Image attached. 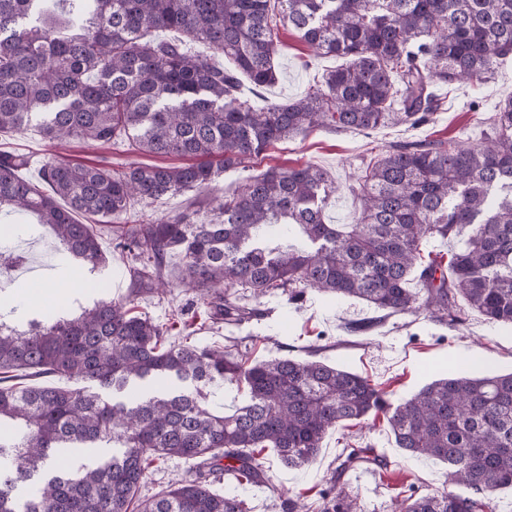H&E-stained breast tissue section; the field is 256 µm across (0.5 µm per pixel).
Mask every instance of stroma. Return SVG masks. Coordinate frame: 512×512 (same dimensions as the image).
I'll return each mask as SVG.
<instances>
[{"mask_svg":"<svg viewBox=\"0 0 512 512\" xmlns=\"http://www.w3.org/2000/svg\"><path fill=\"white\" fill-rule=\"evenodd\" d=\"M278 54L275 63L281 72L278 83L253 96L250 82H243L244 96L255 104L302 97L323 81L324 75L340 64L339 58L319 56L288 27L275 29ZM512 96V58L506 59L490 82L480 86L462 85L447 95L440 112L428 124L411 128L388 125L369 133L338 132L318 128L280 142L251 160L242 170L221 173L210 190H189L163 199L139 204L147 219L162 218L194 207L192 221L209 218L212 200L237 193L247 176L272 166H313L328 173L336 184L325 211L329 224L352 223L361 202L351 187L363 176L374 158L390 146L424 139H456L480 142L486 129L484 120L496 106ZM0 152L22 155L29 164L22 175L37 181L38 171L48 159L87 165H118L137 162L146 165H181V158L135 151L130 143L96 145L72 140L51 143L37 124L0 134ZM13 226L14 233L0 237V247L35 259L43 286L34 293L32 278L14 276L0 285V299L25 315L30 307L54 310L65 316L77 305H91L93 296L80 293L82 281L95 278L105 285L108 297L127 302L134 309L165 327L181 329L185 319H194L193 341L199 346L243 352L253 360L288 358L319 360L340 369L368 377L386 391L391 400L406 399L425 384L447 376L504 374L512 371V327L491 325L478 313H470L456 328L424 317L401 314L379 319L376 310L357 300L327 301L307 290L298 303L278 292L248 300L255 317L242 327L209 319L197 291L180 276L181 256L172 254L164 270V293L138 295L133 291L134 263L127 252L116 248L110 235L100 243L106 260L97 268L86 265L65 267L51 246L50 236L39 235L34 226L19 223L17 216H0V225ZM375 319L368 331H351L352 323ZM375 446L386 455L378 467L363 464L342 470L346 446ZM265 480L261 486L247 485L238 493L250 512H288L289 502L306 505L310 512L343 501L349 512H396L397 498L433 495L450 490L447 464L412 456L397 448L383 417H369L365 423L339 427L328 433L316 460L301 469L285 467L272 450L263 453ZM195 477L192 463L179 458L151 464L140 488V497H149L177 480Z\"/></svg>","mask_w":512,"mask_h":512,"instance_id":"obj_1","label":"stroma"}]
</instances>
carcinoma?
Masks as SVG:
<instances>
[{
    "mask_svg": "<svg viewBox=\"0 0 512 512\" xmlns=\"http://www.w3.org/2000/svg\"><path fill=\"white\" fill-rule=\"evenodd\" d=\"M314 52L347 62L308 94L257 106L240 93L278 80L271 14ZM177 37L162 40L158 31ZM0 132L21 131L38 110L41 136L185 157L182 166L43 165L44 191L19 174L27 160L0 153V213L24 212L54 232L81 265L103 263L94 224L136 259L139 286L156 290L165 259L183 256L184 279L210 318L241 325L245 306L274 291L310 288L384 313L451 325L469 309L512 325V97L485 119L474 145L451 140L390 147L359 183L353 224H328L335 183L319 168L272 167L248 177L212 216L145 220L133 201L206 190L281 140L315 128L365 132L417 127L438 111L437 89L482 85L512 55V0H0ZM202 45L233 67L188 50ZM469 230L448 255L424 252ZM180 342L103 298L70 316L20 324L0 312V512H248L236 487L262 481L256 452L290 468L317 457L326 434L382 413L397 447L448 464L468 494L404 498L400 512H483L512 488V372L440 378L392 402L371 380L320 361L251 363L220 348ZM194 382L132 403L106 400L138 381ZM60 377L67 387L39 381ZM234 383L244 397L226 414L207 388ZM178 457L235 488L220 493L200 472L138 496L153 462ZM230 464L222 465L223 460ZM352 448L343 465L377 463Z\"/></svg>",
    "mask_w": 512,
    "mask_h": 512,
    "instance_id": "cac0c4a2",
    "label": "carcinoma"
}]
</instances>
